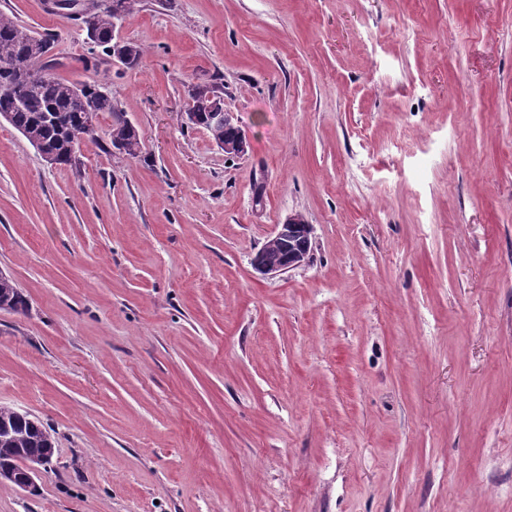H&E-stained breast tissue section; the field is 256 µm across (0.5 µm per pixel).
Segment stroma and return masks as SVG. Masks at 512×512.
Listing matches in <instances>:
<instances>
[{"label":"stroma","instance_id":"1","mask_svg":"<svg viewBox=\"0 0 512 512\" xmlns=\"http://www.w3.org/2000/svg\"><path fill=\"white\" fill-rule=\"evenodd\" d=\"M0 14L144 137L103 112L53 167L0 122V405L55 441L0 512H512V0H135L138 65L90 70L46 0ZM206 99L209 100L208 112L211 118V124L216 126H224L225 128H235L238 130V136L234 140H224V138H231L233 132L225 131L224 127L213 128L207 122V111L199 109L197 113H200V119L203 121L205 129L210 133L213 139L217 138L222 141H218V144L224 149L226 154H242L246 151L247 142L238 125V121L234 116L233 112H226L224 110L223 98L217 91L207 90ZM207 127V128H206ZM209 128V129H208ZM297 227L305 230L307 239L306 244L301 247L289 238L290 231ZM312 233V224H308L298 214L289 217L284 224H277L255 256V269L262 275H275L302 266L309 258ZM0 301L7 302L13 311L25 310L27 306L23 294L9 275L0 279Z\"/></svg>","mask_w":512,"mask_h":512}]
</instances>
